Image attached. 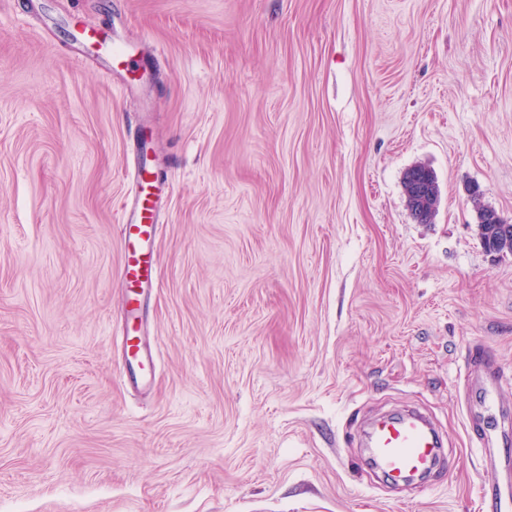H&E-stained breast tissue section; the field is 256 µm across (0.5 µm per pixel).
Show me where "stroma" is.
I'll return each instance as SVG.
<instances>
[{"instance_id":"obj_1","label":"stroma","mask_w":512,"mask_h":512,"mask_svg":"<svg viewBox=\"0 0 512 512\" xmlns=\"http://www.w3.org/2000/svg\"><path fill=\"white\" fill-rule=\"evenodd\" d=\"M140 153L163 189L136 303ZM473 186L512 223V0H0V512H478L469 427L511 454L512 384L488 405L459 376L475 344L512 374V253ZM408 409L448 452L426 489L362 456ZM135 192L122 213V233L127 247L125 277L133 288H157V253L154 249L158 223L154 201L156 179L137 157L133 171Z\"/></svg>"}]
</instances>
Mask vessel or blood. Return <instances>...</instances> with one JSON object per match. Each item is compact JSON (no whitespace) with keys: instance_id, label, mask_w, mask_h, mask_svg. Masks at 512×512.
Wrapping results in <instances>:
<instances>
[{"instance_id":"vessel-or-blood-1","label":"vessel or blood","mask_w":512,"mask_h":512,"mask_svg":"<svg viewBox=\"0 0 512 512\" xmlns=\"http://www.w3.org/2000/svg\"><path fill=\"white\" fill-rule=\"evenodd\" d=\"M133 182L135 192L121 218L127 247L125 277L132 287L154 288L158 285L154 249L159 229L153 193L156 179L143 160L135 162ZM365 446L371 467L392 485L436 474L446 459L442 439L416 413L374 419Z\"/></svg>"}]
</instances>
